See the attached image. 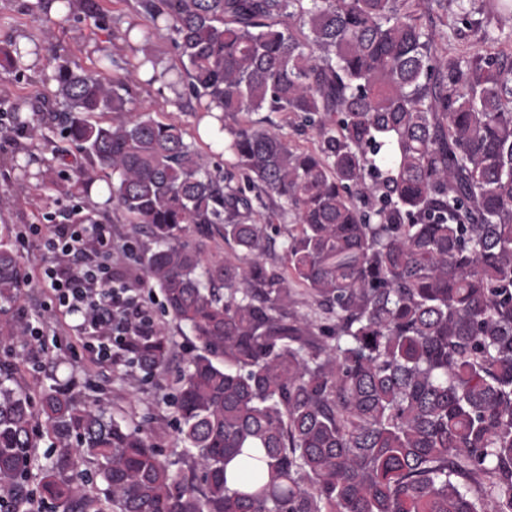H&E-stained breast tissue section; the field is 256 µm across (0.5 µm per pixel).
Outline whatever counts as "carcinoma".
<instances>
[{"mask_svg": "<svg viewBox=\"0 0 512 512\" xmlns=\"http://www.w3.org/2000/svg\"><path fill=\"white\" fill-rule=\"evenodd\" d=\"M165 23L224 161L221 184L174 122L134 112L149 55L104 50L107 77L63 59L54 80L77 184L107 181L163 309L199 346L174 404L186 453L59 385L39 390L56 453L0 368V489L54 512H512V0H134ZM60 6L106 24L98 0ZM483 31L442 53L435 19ZM495 27H490V23ZM217 102L216 115L203 102ZM292 113L301 149L239 116ZM232 119L229 124L226 119ZM295 220L279 264L254 203ZM197 240H181L187 226ZM237 255L208 253L212 228ZM0 229V346L23 339L22 288ZM299 287L319 315L296 310ZM162 332L133 361L164 369ZM95 469L103 495L79 480Z\"/></svg>", "mask_w": 512, "mask_h": 512, "instance_id": "obj_1", "label": "carcinoma"}]
</instances>
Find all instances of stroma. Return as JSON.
<instances>
[{
	"mask_svg": "<svg viewBox=\"0 0 512 512\" xmlns=\"http://www.w3.org/2000/svg\"><path fill=\"white\" fill-rule=\"evenodd\" d=\"M34 0H0V41L21 40L37 44L38 53L21 72L0 71V88L9 87L13 98L21 104L22 117L29 122L47 124L55 108L53 78L56 57L62 56L86 70L100 66L103 47L115 56L152 55L160 67L180 69L178 51L165 32L150 39L130 41V28H143L142 15L130 8L126 0H101L107 16L106 28H98L93 19L81 15L61 18L51 16L35 20L27 5ZM136 110L158 113L178 124L185 139L196 144L205 154L211 170H223L224 149L209 145L198 133V106L185 85L170 87L167 82L137 83ZM59 136L50 143L31 142L17 136L6 125H0V227L13 230L12 244L17 252L26 281L14 307L20 322L35 321L44 312L47 296L35 286L36 277L46 254L36 238L26 236L28 225L45 223L54 216L62 224L71 209L83 216L111 225L117 243H130L131 251L124 265L136 274H144L146 252L154 239L147 225L127 223L121 210L106 200L94 199L90 193H76L74 172L55 157ZM151 307L171 340L172 356L162 373L147 376L127 361L113 367L92 364L75 327L78 317L60 315L47 319L42 340L28 339L12 349L0 348V365L21 364L26 388L34 389L52 383L72 384L80 395L98 400L115 418L139 425L160 451L162 458L175 460L183 452L171 404L176 379L197 345L190 330L179 325L162 309L160 291H153Z\"/></svg>",
	"mask_w": 512,
	"mask_h": 512,
	"instance_id": "35a3bbf8",
	"label": "stroma"
}]
</instances>
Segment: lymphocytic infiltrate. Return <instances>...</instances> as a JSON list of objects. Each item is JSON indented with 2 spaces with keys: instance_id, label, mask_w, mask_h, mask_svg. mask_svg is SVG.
Returning a JSON list of instances; mask_svg holds the SVG:
<instances>
[{
  "instance_id": "1",
  "label": "lymphocytic infiltrate",
  "mask_w": 512,
  "mask_h": 512,
  "mask_svg": "<svg viewBox=\"0 0 512 512\" xmlns=\"http://www.w3.org/2000/svg\"><path fill=\"white\" fill-rule=\"evenodd\" d=\"M28 232L48 256L39 286L54 312L81 316L78 332L96 341L93 363H119L156 334L159 324L145 299L146 281L128 277L112 259L119 246L111 225L79 218L69 224H34Z\"/></svg>"
}]
</instances>
